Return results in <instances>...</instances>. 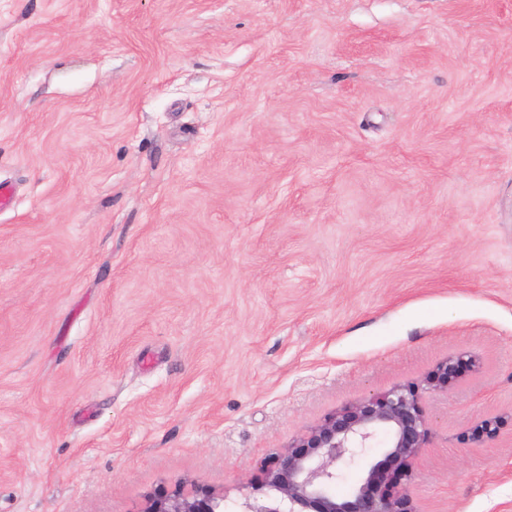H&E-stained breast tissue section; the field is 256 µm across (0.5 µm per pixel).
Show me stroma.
<instances>
[{"label": "stroma", "mask_w": 512, "mask_h": 512, "mask_svg": "<svg viewBox=\"0 0 512 512\" xmlns=\"http://www.w3.org/2000/svg\"><path fill=\"white\" fill-rule=\"evenodd\" d=\"M0 183V512H236L458 354L411 498L512 512V0H0ZM224 491L196 484L147 496L138 512H224Z\"/></svg>", "instance_id": "stroma-1"}]
</instances>
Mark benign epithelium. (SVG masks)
<instances>
[{
  "label": "benign epithelium",
  "mask_w": 512,
  "mask_h": 512,
  "mask_svg": "<svg viewBox=\"0 0 512 512\" xmlns=\"http://www.w3.org/2000/svg\"><path fill=\"white\" fill-rule=\"evenodd\" d=\"M462 363L450 356L422 381L368 394L308 427L239 486L240 512H417L408 485L430 437L425 394L448 390ZM501 424L485 418L475 434L491 438ZM374 448L384 459L373 460ZM352 466L359 475L341 495L337 486ZM224 500V492L192 484L146 497L138 512H224Z\"/></svg>",
  "instance_id": "benign-epithelium-1"
}]
</instances>
